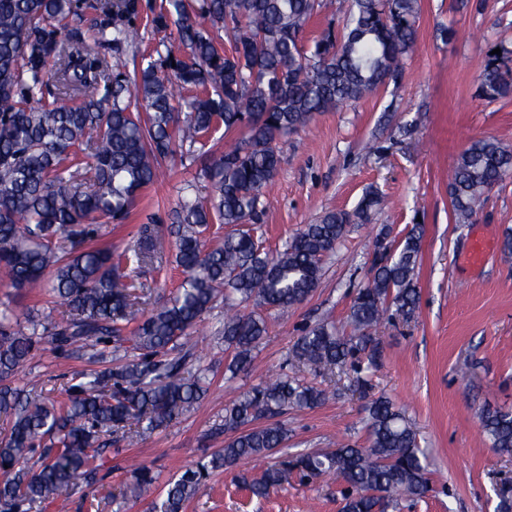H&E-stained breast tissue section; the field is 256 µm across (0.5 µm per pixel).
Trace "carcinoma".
Here are the masks:
<instances>
[{
	"mask_svg": "<svg viewBox=\"0 0 512 512\" xmlns=\"http://www.w3.org/2000/svg\"><path fill=\"white\" fill-rule=\"evenodd\" d=\"M340 31L329 28L310 50L304 30L321 0H164L152 19L175 27L184 58L143 48L138 0H97L102 20L91 37L79 28L60 37L55 21L81 11L78 0H0V269L11 287L50 297L53 308L23 325L0 311V512H39L81 479H95L107 451L103 435L132 445L167 427L208 392L204 377L185 372L194 355L188 331L224 304V350L230 377L249 368L268 334L263 310L302 303L316 288L324 258L347 227L367 223L385 199L368 191L355 212L328 210L275 250L263 247L255 224L279 171L278 141L306 128L321 112L348 108L398 82L416 43L418 0H343ZM233 39L226 52L207 27ZM486 53L480 96L512 94V49ZM132 52L133 71L121 64ZM171 71L175 80L162 72ZM195 91L174 106L175 90ZM238 138L217 154L205 137L217 126ZM200 161L194 179L208 199L184 195L172 233L184 271L176 295L146 312L135 277L163 256L153 224L121 251L91 242L98 220L129 218L141 190L163 177L173 145ZM512 173V151L492 138L473 141L457 157L448 196L456 223L467 224L486 194ZM233 227L224 245L207 249L209 225ZM422 230L399 244L380 232L371 251L372 279L351 300V334L328 320L305 329L289 359L224 409L232 433L206 463L167 483L155 512H183L209 471L241 460L261 461L284 446L281 417L313 409L327 390L302 378L346 365L373 367L377 331L389 311L408 320L419 303L416 270ZM63 352L96 361L97 346L128 342L137 359L87 375L67 400L19 388L16 375L43 337ZM368 445L284 458L245 482L257 496L292 481L333 478L348 486L342 512H387L404 497L430 490L427 456L405 414L385 397L367 405ZM260 419L266 424L254 425ZM481 428L494 450L512 454V410L488 412ZM131 482L119 491L137 501L156 477L132 461Z\"/></svg>",
	"mask_w": 512,
	"mask_h": 512,
	"instance_id": "obj_1",
	"label": "carcinoma"
}]
</instances>
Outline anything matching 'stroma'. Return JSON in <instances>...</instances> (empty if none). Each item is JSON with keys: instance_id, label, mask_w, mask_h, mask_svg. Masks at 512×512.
I'll return each instance as SVG.
<instances>
[{"instance_id": "obj_1", "label": "stroma", "mask_w": 512, "mask_h": 512, "mask_svg": "<svg viewBox=\"0 0 512 512\" xmlns=\"http://www.w3.org/2000/svg\"><path fill=\"white\" fill-rule=\"evenodd\" d=\"M448 27L457 32L449 42L440 35ZM496 43L512 48V0H420L416 45L402 80L354 107L321 113L285 138L273 199L261 220L266 248L281 247L324 211L356 209L366 191L388 198L389 207L370 223L350 225L304 303L268 311L269 332L253 368L233 380L224 378L230 355L215 335L224 310L207 315L190 340L193 365L210 370L208 395L166 429L107 452L106 478L68 490L45 512H151L167 480L223 448L225 407L279 366L305 328L324 319L347 328L351 299L371 277L375 235L386 228L400 241L417 225L423 230L419 308L413 319L395 316L382 327L372 390L362 392L350 371L315 376L318 386L336 396L284 416L283 451L313 452L340 441L364 446L366 407L384 396L405 410L427 450L431 478L426 497L402 501L395 512H496L497 490L512 480V456L493 451L479 417L512 408V261L500 251L512 228V176L488 193L468 224L455 223L448 197L454 163L472 141L491 137L512 150V95L491 103L478 95L485 53ZM162 166L165 178L141 192L124 223L102 219L98 240L124 249L134 245L139 225L158 224L169 265L140 273L151 306L171 297L182 280L168 226L197 168L178 146ZM477 233L494 250L475 268L464 258ZM88 367L85 357L61 353L46 337L16 383L60 394ZM131 458L151 465L157 481L138 502L119 509L112 496L129 480ZM259 474L249 461L212 472L184 512H341L340 486L331 479L292 484L262 498L239 489L241 478Z\"/></svg>"}]
</instances>
